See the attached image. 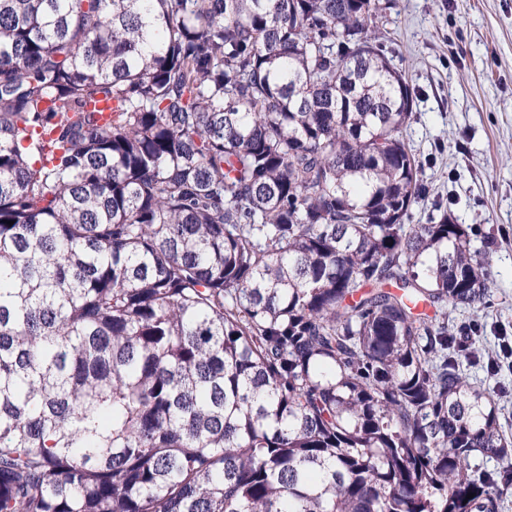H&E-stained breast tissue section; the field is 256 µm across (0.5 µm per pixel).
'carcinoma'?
<instances>
[{
  "instance_id": "obj_1",
  "label": "carcinoma",
  "mask_w": 512,
  "mask_h": 512,
  "mask_svg": "<svg viewBox=\"0 0 512 512\" xmlns=\"http://www.w3.org/2000/svg\"><path fill=\"white\" fill-rule=\"evenodd\" d=\"M392 8L0 0V512H501Z\"/></svg>"
}]
</instances>
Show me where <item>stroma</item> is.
<instances>
[{
  "mask_svg": "<svg viewBox=\"0 0 512 512\" xmlns=\"http://www.w3.org/2000/svg\"><path fill=\"white\" fill-rule=\"evenodd\" d=\"M383 43L416 97L404 137L428 188L411 223L449 213L489 258V292L478 312L448 319L470 326L477 346L499 356L487 375L463 364L470 382L494 389L512 436V0H394Z\"/></svg>",
  "mask_w": 512,
  "mask_h": 512,
  "instance_id": "35a3bbf8",
  "label": "stroma"
}]
</instances>
